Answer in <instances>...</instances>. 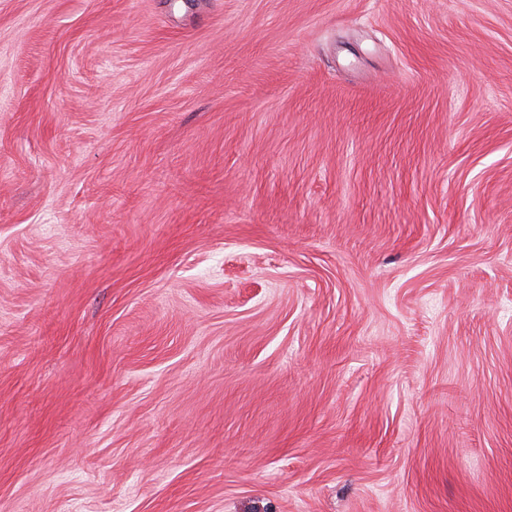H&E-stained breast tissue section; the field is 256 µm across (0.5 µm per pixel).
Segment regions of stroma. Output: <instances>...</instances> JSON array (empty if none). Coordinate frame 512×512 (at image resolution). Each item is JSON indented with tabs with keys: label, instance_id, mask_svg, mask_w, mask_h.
Masks as SVG:
<instances>
[{
	"label": "stroma",
	"instance_id": "obj_1",
	"mask_svg": "<svg viewBox=\"0 0 512 512\" xmlns=\"http://www.w3.org/2000/svg\"><path fill=\"white\" fill-rule=\"evenodd\" d=\"M0 512H512V0H0Z\"/></svg>",
	"mask_w": 512,
	"mask_h": 512
}]
</instances>
